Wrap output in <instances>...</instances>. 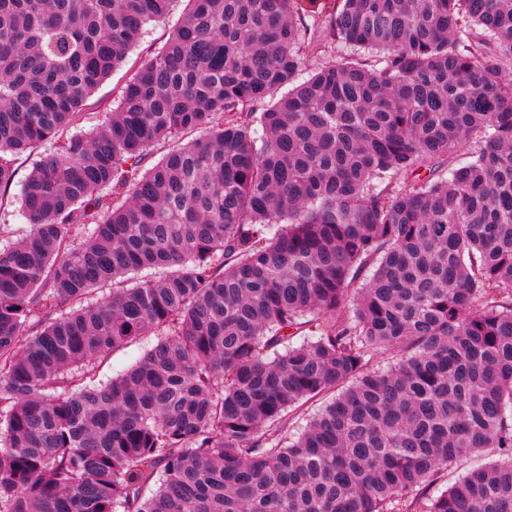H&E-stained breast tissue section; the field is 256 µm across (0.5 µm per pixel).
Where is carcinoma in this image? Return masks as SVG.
I'll list each match as a JSON object with an SVG mask.
<instances>
[{
	"mask_svg": "<svg viewBox=\"0 0 512 512\" xmlns=\"http://www.w3.org/2000/svg\"><path fill=\"white\" fill-rule=\"evenodd\" d=\"M187 2L0 0V512H512V0ZM185 8L186 2L179 1L173 5L166 17L146 25L138 45L129 53L126 62L114 70L87 101L77 121L78 129L88 131L104 121L105 112L112 110L113 100L117 98L136 66L149 50L164 43L183 18ZM35 159L36 154H31L27 159L24 156L16 162V176L10 194L8 197L4 196L2 201L0 200V246L11 242L27 227L17 197ZM152 340L142 339L130 346L114 351L100 365V378L107 380L132 366L150 348Z\"/></svg>",
	"mask_w": 512,
	"mask_h": 512,
	"instance_id": "1",
	"label": "carcinoma"
}]
</instances>
